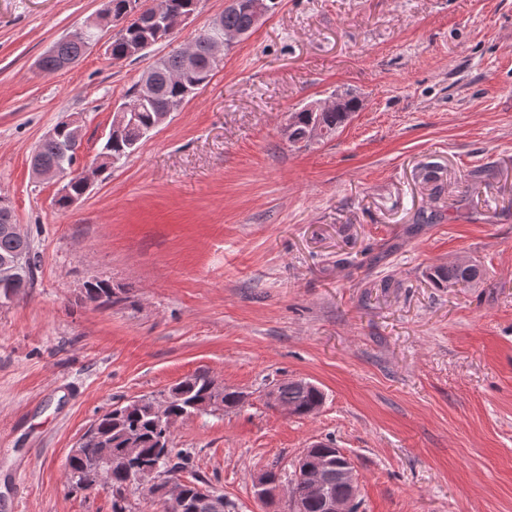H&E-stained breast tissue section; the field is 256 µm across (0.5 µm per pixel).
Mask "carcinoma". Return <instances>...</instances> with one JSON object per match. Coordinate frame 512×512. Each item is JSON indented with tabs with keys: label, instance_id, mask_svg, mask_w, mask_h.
I'll list each match as a JSON object with an SVG mask.
<instances>
[{
	"label": "carcinoma",
	"instance_id": "1",
	"mask_svg": "<svg viewBox=\"0 0 512 512\" xmlns=\"http://www.w3.org/2000/svg\"><path fill=\"white\" fill-rule=\"evenodd\" d=\"M201 0H154L147 8L142 0H105L103 12L110 16L112 36V61L121 62L138 55L139 47L170 40L173 34L165 29L150 25H140L135 21H126V17L135 9L151 12L161 9L167 13H196ZM279 0H239L235 7L224 9L221 25L217 29H207L196 34L187 44L159 59L151 68L154 91L148 98L138 96V85L128 91L132 102L138 106L136 124H125L112 129L98 155L112 157V162L102 164L103 179L111 176L112 164L128 158L140 146L141 141L151 129L155 128L163 113L178 111L184 103L206 87L214 77L220 63L213 56L212 45L230 30L246 34L256 28V7H261L264 15L272 13ZM97 31L90 30L83 37H66L55 45V51L41 58L40 68L46 72L61 70L60 61H75L93 47ZM359 101L354 98H342L339 107L322 112H309L301 109L292 113L293 123L288 131V141L294 145L309 142L314 138H327L336 133L358 111ZM58 133L51 138L41 140L35 147L32 159L45 167H60L68 177L69 195L57 196L54 205L60 212L69 210L71 198L83 194V187L73 176L76 164V151L68 142V131L64 125L57 124ZM13 223L12 210L0 208V266L22 254L26 262L18 267L13 276L11 289L0 288V298L8 297L30 284L33 279L34 261L31 257L32 242L26 235L15 236L5 230V225ZM429 277L438 288L457 286L470 287L482 279V272L475 264L451 262L446 266L433 268ZM86 297L101 304H113L122 301V297L104 280L89 283L85 289ZM274 405L283 406L295 416L304 417L314 414L324 402V393L313 383L300 379L288 380L276 384ZM170 413L176 418H184L191 412L200 410L206 402L214 403V409H235L244 404L246 395L233 388L217 391L215 380L206 371H198L176 384L170 390ZM98 434L107 437L112 443V462L105 477L111 492L112 512H130L128 493L139 485L131 481V476L146 468L156 470V476L162 481L175 480L188 470L190 452L173 448L172 434L154 414L150 402L143 404L126 403L121 406V415L114 418L105 412L93 422ZM133 433L138 436L139 453L132 460H125L123 435ZM104 449L95 438L84 440L78 455L67 460V480L76 488V477L85 469L99 463ZM311 456L329 464L332 473L329 479V491L336 496L347 494V488L336 481V466L340 461L337 448L328 443L319 442L311 449ZM192 483L206 489L201 493L193 487L184 490L183 503L180 505L163 502V512H212L207 493L213 488L200 475L191 474ZM289 494L300 501L303 512H323V499L317 491L311 489L299 479L291 480Z\"/></svg>",
	"mask_w": 512,
	"mask_h": 512
}]
</instances>
